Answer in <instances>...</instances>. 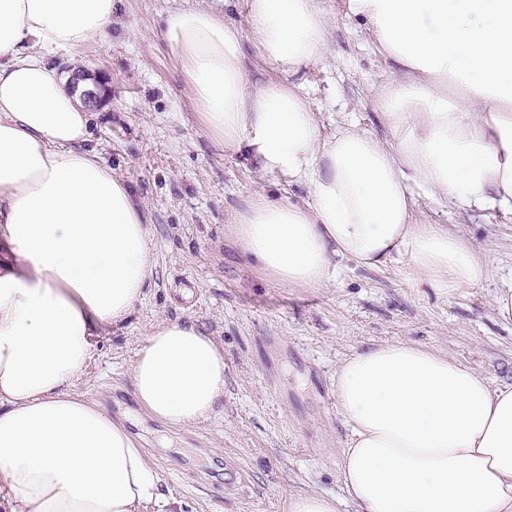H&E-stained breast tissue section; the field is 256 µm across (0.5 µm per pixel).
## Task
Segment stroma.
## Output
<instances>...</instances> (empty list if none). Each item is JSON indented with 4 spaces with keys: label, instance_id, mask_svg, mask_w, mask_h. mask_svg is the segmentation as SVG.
<instances>
[{
    "label": "stroma",
    "instance_id": "stroma-1",
    "mask_svg": "<svg viewBox=\"0 0 512 512\" xmlns=\"http://www.w3.org/2000/svg\"><path fill=\"white\" fill-rule=\"evenodd\" d=\"M330 53L297 77L323 135L352 121L386 137L375 105L398 77L346 0H323ZM177 9H209L247 26L243 0H113L112 26L62 73H106L112 91L91 126L90 148L132 188L148 216L157 263L144 297L93 340L75 393L124 422L161 476L172 512H287L291 496L342 498L340 452L350 427L336 407L337 366L384 342L414 343L512 385V324L492 308L512 279V211L464 212L418 197L414 217L465 235L487 260L483 287L419 291L400 266L345 264L324 288H291L260 272L229 218L255 192L298 205L303 189L227 156L197 112L163 38ZM189 321L224 350V397L206 420L172 428L134 398L132 367L150 329Z\"/></svg>",
    "mask_w": 512,
    "mask_h": 512
}]
</instances>
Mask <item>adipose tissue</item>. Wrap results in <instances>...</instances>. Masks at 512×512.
Masks as SVG:
<instances>
[{"label": "adipose tissue", "mask_w": 512, "mask_h": 512, "mask_svg": "<svg viewBox=\"0 0 512 512\" xmlns=\"http://www.w3.org/2000/svg\"><path fill=\"white\" fill-rule=\"evenodd\" d=\"M113 0H0V498L8 512L166 507L123 422L70 393L92 340L123 321L155 266L142 205L95 151L92 112L46 57L105 38ZM249 26L175 11L164 37L211 139L302 187L307 205L257 192L230 218L243 251L295 288L342 263L401 266L416 287H482L474 245L414 219L417 195L512 210V0H347L399 81L377 99L380 139L351 122L326 136L295 77L329 52L321 0H245ZM268 77L251 80L247 48ZM224 353L194 324L147 334L132 369L139 407L174 427L224 396ZM350 425L345 500L304 493L288 512H512V387L406 342L336 370Z\"/></svg>", "instance_id": "ef3b65f1"}]
</instances>
